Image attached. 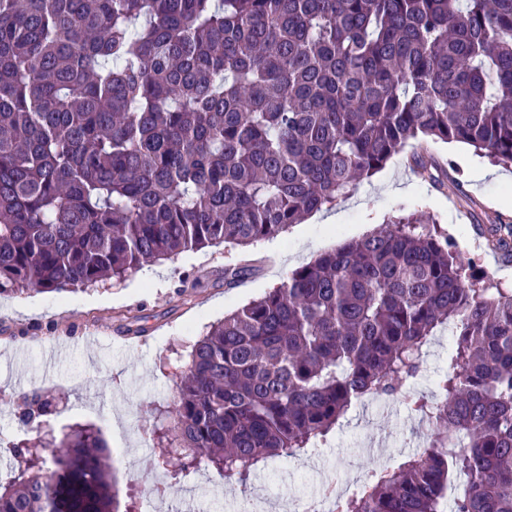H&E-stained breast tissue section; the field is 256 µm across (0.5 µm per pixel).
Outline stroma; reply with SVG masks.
I'll return each mask as SVG.
<instances>
[{
	"instance_id": "obj_1",
	"label": "stroma",
	"mask_w": 512,
	"mask_h": 512,
	"mask_svg": "<svg viewBox=\"0 0 512 512\" xmlns=\"http://www.w3.org/2000/svg\"><path fill=\"white\" fill-rule=\"evenodd\" d=\"M488 158L462 163L451 142H413L386 166L362 179L355 192L322 210L321 222L295 224L277 238L240 247L223 244L181 253L175 260L144 265L121 281L70 292L0 297V467L20 441L16 415L22 398L40 389L62 396L57 425L90 423L121 449L112 465L121 494H134L139 512H174L185 506L193 485L209 500V512H231L238 485L198 464L180 473L178 463L153 467L159 430L166 426L176 384L193 344L225 314L280 284L288 272L321 252L357 240L399 210L433 216L448 233L474 287L512 289V256L498 255L488 231L512 224V188L491 177L475 179L474 167ZM245 265L239 283L226 286L224 269ZM144 335H135L136 326ZM450 331L432 340L410 391L432 397L436 376L448 367ZM430 431L399 400L355 403L327 444L298 458H275L250 482L272 500L310 495L316 484L343 482L414 453ZM166 487L158 496L156 487Z\"/></svg>"
}]
</instances>
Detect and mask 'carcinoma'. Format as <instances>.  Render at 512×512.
Here are the masks:
<instances>
[{
  "label": "carcinoma",
  "mask_w": 512,
  "mask_h": 512,
  "mask_svg": "<svg viewBox=\"0 0 512 512\" xmlns=\"http://www.w3.org/2000/svg\"><path fill=\"white\" fill-rule=\"evenodd\" d=\"M420 136L512 164V0H0V296L275 238ZM430 221L393 215L212 326L154 464L245 485L382 395L429 448L333 512H442L459 474L453 512H512V290L469 287ZM489 241L512 255V225ZM450 325L436 396L406 393ZM16 419L36 438L0 512H119L101 430Z\"/></svg>",
  "instance_id": "cac0c4a2"
}]
</instances>
